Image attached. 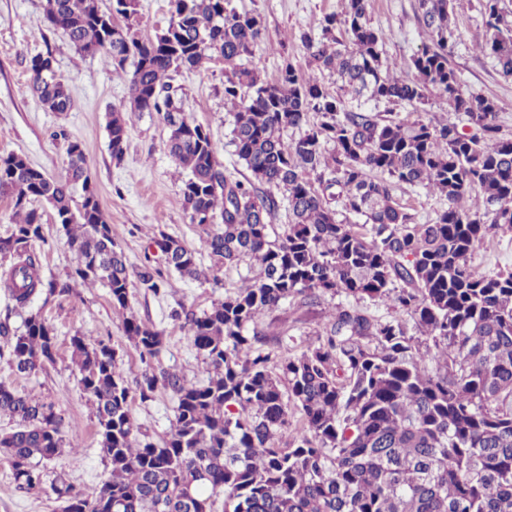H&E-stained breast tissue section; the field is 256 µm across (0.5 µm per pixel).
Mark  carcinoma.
<instances>
[{"label":"carcinoma","instance_id":"obj_1","mask_svg":"<svg viewBox=\"0 0 512 512\" xmlns=\"http://www.w3.org/2000/svg\"><path fill=\"white\" fill-rule=\"evenodd\" d=\"M369 0H344L324 18L322 36L299 35L311 74L286 62L269 82L243 66L261 42L260 15L232 0H170L168 26L146 41L116 23L136 14V0H47L37 28L60 30L84 54L100 53L117 74L137 57L129 78L132 112H157L170 129L171 158L188 178L182 194L190 222L221 221L205 231L215 265L257 268L255 277L208 311L174 309L207 364L202 384L189 383L154 360L164 336L124 319L145 369L134 385L105 341L71 339L80 385L92 402L111 477L91 496L65 478L50 483L64 512H512V269L478 273L470 255L490 232L512 231V139L500 135L499 104L460 80L449 56L457 39L454 0H417L428 43L411 58L412 80L383 57L386 34L372 27ZM482 53L512 78V25L499 0H484ZM224 62V101L231 105V143L250 173H226L208 131L180 106L170 71ZM343 93L328 92L325 77ZM435 88L470 130L447 122L375 120L363 102L425 104ZM29 89L53 112L73 101L51 54L30 61ZM316 121L298 138L286 131ZM109 148L126 141L121 111L109 112ZM67 142L69 178L53 180L22 154L0 156V195L15 216L0 236V289L21 326L0 321V357L30 375L55 362L56 331L33 306L73 293L72 283L105 284L112 304L128 308L130 289L160 297L171 284L149 264L130 273L91 182L81 144ZM408 185L439 194L446 206L426 224L393 195ZM483 206L466 205L475 188ZM283 192L288 224L272 220ZM44 201L62 225L75 261L60 281L45 278L34 252L45 242ZM364 218H336L330 201ZM154 243L166 267L199 280L195 252L159 231ZM339 293L352 302L294 353L257 329L263 314L288 300L298 307ZM410 316L381 320L364 304ZM277 345L272 354L261 346ZM425 349H420V346ZM164 389L177 405L170 431L157 441L135 431L130 403ZM300 414L293 425L289 411ZM0 415L15 427L0 435L14 480L40 491L38 461L64 447L53 405L0 383Z\"/></svg>","mask_w":512,"mask_h":512}]
</instances>
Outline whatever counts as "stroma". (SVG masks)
<instances>
[{"instance_id": "35a3bbf8", "label": "stroma", "mask_w": 512, "mask_h": 512, "mask_svg": "<svg viewBox=\"0 0 512 512\" xmlns=\"http://www.w3.org/2000/svg\"><path fill=\"white\" fill-rule=\"evenodd\" d=\"M45 4L46 0H0V154H23L47 176L66 178L68 141L54 136L55 131L66 129L84 149L101 208L130 265L163 268V257L152 242L162 230L194 251L203 269H210L205 235L191 224L183 205L186 172L167 152L169 130L161 115L127 112L124 152L121 159H113L108 146L107 114L110 109L127 104L128 81L113 74L100 55L79 53L62 33L38 32L36 25ZM233 4L238 10L263 18V38L245 65L259 68L270 81L277 78L286 60L301 73H308V62L298 40L300 32L320 36L324 16L341 9V0H233ZM416 5V0H370L369 6L372 25L388 34L383 46L385 57L398 63L403 76L409 79L415 76L410 60L426 41ZM455 22L458 39L452 65L468 88L499 103L501 133L512 138V80L502 78L493 60L476 46L484 32L482 0H457ZM46 52L51 53L56 73L69 88L71 111L48 110L28 88L32 57ZM224 80V64L218 59L201 69L174 75L175 84L182 89L185 114L209 130L219 160L242 180L247 171L230 143L232 117L224 103ZM35 207L42 215L45 236L43 246L37 250L42 271L65 279L74 263L65 233L45 202H36ZM470 263L482 274L512 269V231L489 235L475 247ZM248 274L244 266L223 268L217 281H189L166 270L171 293L158 298L142 289H132L128 312L163 330L165 339L159 359L164 367L187 381L201 383L208 377L207 365L187 330L181 322L171 319L170 312L179 304L197 314L211 309L213 303L223 300L225 292L239 287L242 277ZM345 301V296L339 294L301 310L285 303L262 316L258 328L280 334L285 345L298 350L313 341L318 327ZM43 313L56 329L55 363L38 373L19 376L2 357L0 383L33 392L53 405L63 418L66 436L77 437L79 447L44 461L43 466L48 476L64 475L76 491L91 494L109 478L111 466L99 449L93 408L78 382L70 339L80 334L113 346L127 382L139 377L143 365L124 333V312L113 307L102 283L77 287L71 297L46 305ZM175 405L170 393L161 389L152 401L133 400L131 414L136 426L160 438L170 429ZM64 507L52 492L36 494L18 489L11 458L0 448V512H64Z\"/></svg>"}]
</instances>
